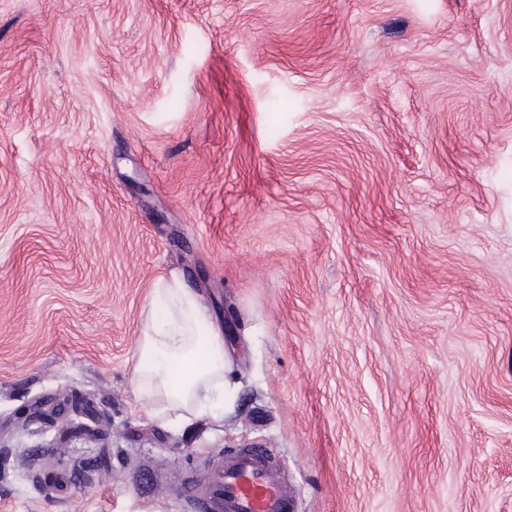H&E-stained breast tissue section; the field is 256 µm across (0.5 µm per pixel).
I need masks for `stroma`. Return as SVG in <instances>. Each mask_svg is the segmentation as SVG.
<instances>
[{"label":"stroma","instance_id":"35a3bbf8","mask_svg":"<svg viewBox=\"0 0 512 512\" xmlns=\"http://www.w3.org/2000/svg\"><path fill=\"white\" fill-rule=\"evenodd\" d=\"M234 412L150 418L152 282ZM512 512V0H0V512ZM189 498L198 512H294L280 463L265 448H241L212 462Z\"/></svg>","mask_w":512,"mask_h":512}]
</instances>
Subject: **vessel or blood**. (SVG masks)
Instances as JSON below:
<instances>
[{
  "mask_svg": "<svg viewBox=\"0 0 512 512\" xmlns=\"http://www.w3.org/2000/svg\"><path fill=\"white\" fill-rule=\"evenodd\" d=\"M196 512H293L280 463L263 448H242L212 462L204 486L191 489Z\"/></svg>",
  "mask_w": 512,
  "mask_h": 512,
  "instance_id": "vessel-or-blood-1",
  "label": "vessel or blood"
}]
</instances>
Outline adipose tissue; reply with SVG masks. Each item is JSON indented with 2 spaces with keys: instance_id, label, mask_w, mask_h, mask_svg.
Instances as JSON below:
<instances>
[{
  "instance_id": "ef3b65f1",
  "label": "adipose tissue",
  "mask_w": 512,
  "mask_h": 512,
  "mask_svg": "<svg viewBox=\"0 0 512 512\" xmlns=\"http://www.w3.org/2000/svg\"><path fill=\"white\" fill-rule=\"evenodd\" d=\"M133 381L151 418L192 423L209 401L232 410L224 331L178 274L157 278L137 341Z\"/></svg>"
}]
</instances>
